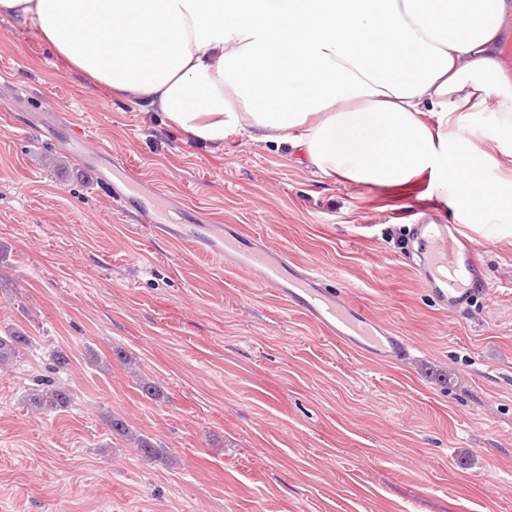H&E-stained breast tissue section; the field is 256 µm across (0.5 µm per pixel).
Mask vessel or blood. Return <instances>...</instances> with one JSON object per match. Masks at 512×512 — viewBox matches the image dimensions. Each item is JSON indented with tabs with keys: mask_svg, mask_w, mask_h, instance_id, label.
<instances>
[{
	"mask_svg": "<svg viewBox=\"0 0 512 512\" xmlns=\"http://www.w3.org/2000/svg\"><path fill=\"white\" fill-rule=\"evenodd\" d=\"M426 241L418 255L417 271L424 287L443 308L457 309L475 295L483 278L471 259L458 230L417 225ZM196 251L234 260L243 272L256 274L274 288L328 336L372 361L384 364L403 360L408 352L405 337L393 333L384 323L371 318L359 306L326 288L322 275L298 264H289L284 253L263 244L242 248L239 240L225 235L221 227L206 225L194 242Z\"/></svg>",
	"mask_w": 512,
	"mask_h": 512,
	"instance_id": "1",
	"label": "vessel or blood"
}]
</instances>
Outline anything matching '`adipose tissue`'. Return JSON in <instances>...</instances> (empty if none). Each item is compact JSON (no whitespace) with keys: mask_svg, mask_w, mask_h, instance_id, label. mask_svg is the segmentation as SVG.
Returning a JSON list of instances; mask_svg holds the SVG:
<instances>
[{"mask_svg":"<svg viewBox=\"0 0 512 512\" xmlns=\"http://www.w3.org/2000/svg\"><path fill=\"white\" fill-rule=\"evenodd\" d=\"M1 15L192 140L241 132L350 184L421 177L463 224L512 215V0H0ZM487 112L493 154L461 124Z\"/></svg>","mask_w":512,"mask_h":512,"instance_id":"adipose-tissue-1","label":"adipose tissue"}]
</instances>
